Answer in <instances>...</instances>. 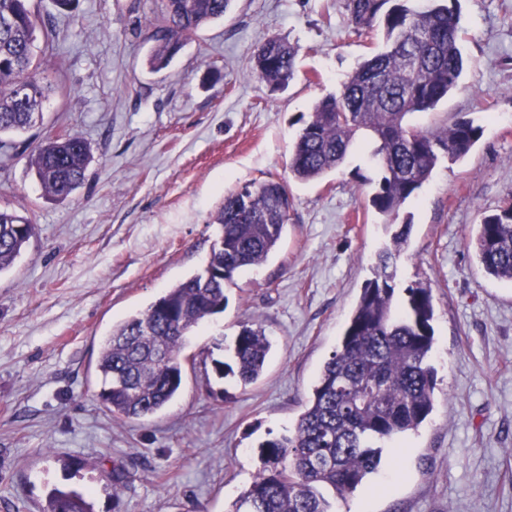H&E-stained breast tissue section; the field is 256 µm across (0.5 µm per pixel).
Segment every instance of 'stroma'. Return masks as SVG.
Instances as JSON below:
<instances>
[{
	"instance_id": "1",
	"label": "stroma",
	"mask_w": 512,
	"mask_h": 512,
	"mask_svg": "<svg viewBox=\"0 0 512 512\" xmlns=\"http://www.w3.org/2000/svg\"><path fill=\"white\" fill-rule=\"evenodd\" d=\"M162 0H76L46 73L60 91L43 119L7 135L0 207L36 233L0 274V512H42L52 488L94 512H229L260 467L259 446L291 430L335 350L390 232L369 198L380 177L363 151L339 170L293 180L300 116L336 93L381 33L357 35L345 0H234L157 73L148 25ZM460 49L472 66L435 110L482 126L472 152L440 162L405 205L412 226L394 287L432 288L434 409L370 483L336 512H512V283L487 275L471 240L512 192V0H459ZM298 48L297 76L271 91L249 58L267 36ZM92 156L66 200L44 196L24 149L64 130ZM288 183L287 231L258 268L238 270L223 313L188 336L182 387L155 417L128 422L99 398L97 360L114 323L200 272L212 217L249 181ZM272 343L244 386L219 377L244 323Z\"/></svg>"
}]
</instances>
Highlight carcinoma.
<instances>
[{"instance_id":"1","label":"carcinoma","mask_w":512,"mask_h":512,"mask_svg":"<svg viewBox=\"0 0 512 512\" xmlns=\"http://www.w3.org/2000/svg\"><path fill=\"white\" fill-rule=\"evenodd\" d=\"M232 0H163L150 25L154 50L148 65L166 68L196 30L224 18ZM350 23L367 34L384 28L383 46L364 58L341 90L319 100L293 141L289 170L300 182L339 169L361 143L380 168L372 206L397 223L404 205L429 180L440 158L465 157L483 130L470 119L423 130L408 123L458 88L470 67L458 42L460 13L442 0H348ZM0 134L23 132L42 115L48 88L42 55L56 49L53 19L29 0H0ZM297 48L276 35L250 58L252 74L271 90L293 79ZM88 147L77 132L49 136L28 154L44 194L66 199L85 180ZM292 197L273 180L252 182L224 195L213 217L219 234L206 266L167 289L148 308L114 325L102 344L97 369L100 397L115 417L145 420L160 412L182 385L187 334L221 313L236 271L263 264L288 225ZM411 230L404 223L378 258L336 349L324 363L294 431L261 444L262 468L230 512H331L323 489L345 499L380 467V444L415 433L433 409L436 374L430 365L435 331L431 289L405 288L394 301L391 268ZM36 233L32 220L0 208V273L9 270ZM473 247L491 276L512 282V194L477 225ZM270 342L259 328L243 327L235 340L239 380L262 375ZM45 512H93L87 495L55 488Z\"/></svg>"}]
</instances>
